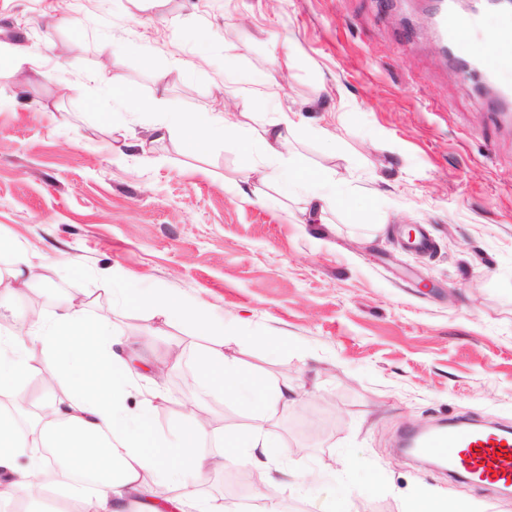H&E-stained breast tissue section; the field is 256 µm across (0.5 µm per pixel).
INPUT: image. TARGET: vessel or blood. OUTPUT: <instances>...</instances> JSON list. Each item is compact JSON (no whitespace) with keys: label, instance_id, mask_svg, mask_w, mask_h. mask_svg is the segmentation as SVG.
<instances>
[{"label":"vessel or blood","instance_id":"1","mask_svg":"<svg viewBox=\"0 0 512 512\" xmlns=\"http://www.w3.org/2000/svg\"><path fill=\"white\" fill-rule=\"evenodd\" d=\"M434 29L442 45L452 47L456 56L470 64L474 74L484 81L498 79L499 74L488 61L496 56V43L471 44L470 29L476 17L457 13L447 0H437L433 12ZM416 452L448 465L451 472L464 474L478 487L508 489L512 487V430L488 428L473 423L449 420L439 429L420 433L408 432Z\"/></svg>","mask_w":512,"mask_h":512}]
</instances>
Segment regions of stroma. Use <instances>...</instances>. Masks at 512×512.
I'll return each instance as SVG.
<instances>
[{"mask_svg":"<svg viewBox=\"0 0 512 512\" xmlns=\"http://www.w3.org/2000/svg\"><path fill=\"white\" fill-rule=\"evenodd\" d=\"M424 2L96 0L78 12L83 28L59 32L58 57L34 19L63 0H0V45L22 39L43 59L36 73L0 66V235L51 261L49 285L111 315L136 370L199 339L118 305L114 272L245 321L252 342L225 355L302 396L268 426L285 448L274 465L325 479L267 485L228 468L205 494L324 512L344 483L350 512H405L424 486L472 512H512V494L399 445L406 428L452 417L512 427V126L496 127L487 95L441 55ZM100 69L146 99L166 90L171 110L223 113V139L201 153L178 134L124 147L118 134L145 136L147 121L88 81ZM281 110L296 114L288 155L302 182L329 171L344 195L321 218L264 182L238 143ZM408 224L424 225L430 251L405 247ZM263 336L287 338V350ZM162 392L163 430L194 403L213 429L242 422L192 362ZM371 480L382 491L362 494Z\"/></svg>","mask_w":512,"mask_h":512,"instance_id":"1","label":"stroma"}]
</instances>
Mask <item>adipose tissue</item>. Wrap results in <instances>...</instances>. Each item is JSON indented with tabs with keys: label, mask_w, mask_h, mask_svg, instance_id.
Masks as SVG:
<instances>
[{
	"label": "adipose tissue",
	"mask_w": 512,
	"mask_h": 512,
	"mask_svg": "<svg viewBox=\"0 0 512 512\" xmlns=\"http://www.w3.org/2000/svg\"><path fill=\"white\" fill-rule=\"evenodd\" d=\"M153 112L151 133L165 139L180 130L187 147L200 151L224 135L220 112H167L161 100L147 102ZM295 126L279 113L267 122L261 143L267 178L286 194L300 187L295 167L281 152ZM0 254L9 255L8 276H0V301L44 282L46 265L19 242L0 237ZM138 301L169 325L190 327L208 337L195 370L205 382L224 390L247 419L240 429L215 436L199 410L188 411L174 432L156 429L154 408L160 390L145 396L137 411L127 399L136 382L122 337L107 317H90L84 301L70 298L53 316L29 311L20 327L0 330V395L23 388L38 361H46L62 388L22 414L0 407V484L18 501L43 498L56 483L94 479L92 493L69 497L63 512H181L186 500L211 474L230 466L252 469L260 481L272 480V450L265 425L272 414L295 401L287 381H275L226 357L224 341L243 338L238 320L214 316L204 305L163 288L142 291ZM170 482L174 493L154 492L151 479Z\"/></svg>",
	"instance_id": "ef3b65f1"
}]
</instances>
